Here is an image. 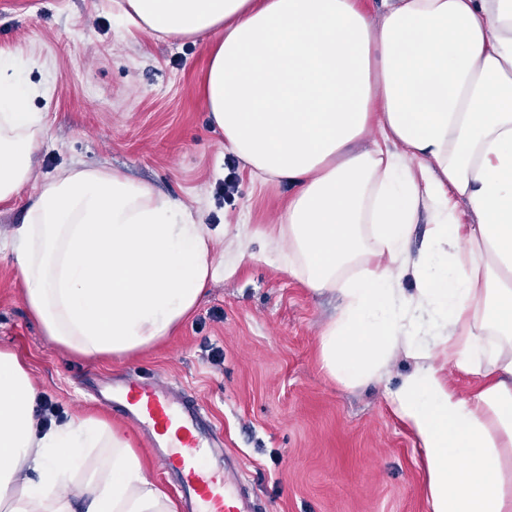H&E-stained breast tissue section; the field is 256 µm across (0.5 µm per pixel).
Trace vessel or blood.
Segmentation results:
<instances>
[{
	"instance_id": "vessel-or-blood-1",
	"label": "vessel or blood",
	"mask_w": 512,
	"mask_h": 512,
	"mask_svg": "<svg viewBox=\"0 0 512 512\" xmlns=\"http://www.w3.org/2000/svg\"><path fill=\"white\" fill-rule=\"evenodd\" d=\"M111 404L143 433L161 466L175 473L187 512H252L238 480L205 463L214 429L196 401L176 398L159 378L136 373L113 392Z\"/></svg>"
}]
</instances>
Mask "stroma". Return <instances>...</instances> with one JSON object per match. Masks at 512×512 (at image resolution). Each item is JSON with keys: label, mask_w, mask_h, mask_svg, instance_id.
<instances>
[{"label": "stroma", "mask_w": 512, "mask_h": 512, "mask_svg": "<svg viewBox=\"0 0 512 512\" xmlns=\"http://www.w3.org/2000/svg\"><path fill=\"white\" fill-rule=\"evenodd\" d=\"M0 47L21 50L24 83L42 90L29 106L49 128L33 182L0 204L1 240L39 181L107 167L179 199L198 223L244 225L255 255L210 282L171 336L126 358L94 359L45 335L10 252L1 251L0 349L18 356L38 395L57 402L61 416L107 420L173 497L175 475L91 388L141 370L192 395L260 512H427L420 454L385 401L408 362L397 359L381 384L345 388L326 375L319 336L340 301L270 261L269 233L292 190L261 182L225 147L203 102L201 44L119 31L102 0H0Z\"/></svg>", "instance_id": "1"}]
</instances>
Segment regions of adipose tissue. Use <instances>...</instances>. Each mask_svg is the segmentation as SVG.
Listing matches in <instances>:
<instances>
[{"label": "adipose tissue", "instance_id": "adipose-tissue-1", "mask_svg": "<svg viewBox=\"0 0 512 512\" xmlns=\"http://www.w3.org/2000/svg\"><path fill=\"white\" fill-rule=\"evenodd\" d=\"M111 0L125 27L200 39L204 100L228 148L293 193L280 267L339 293L322 367L381 383L422 452L428 512H512V0ZM0 51V203L48 135ZM380 137L362 142L370 130ZM466 203L474 221L460 223ZM432 224L411 251L420 210ZM178 200L105 167L45 179L5 244L25 301L68 351L122 358L170 336L215 259ZM413 286L403 289L405 275ZM476 377L460 392L449 369ZM98 466L89 467L94 452ZM0 512H179L128 437L95 417L41 426L31 376L0 350Z\"/></svg>", "mask_w": 512, "mask_h": 512}]
</instances>
